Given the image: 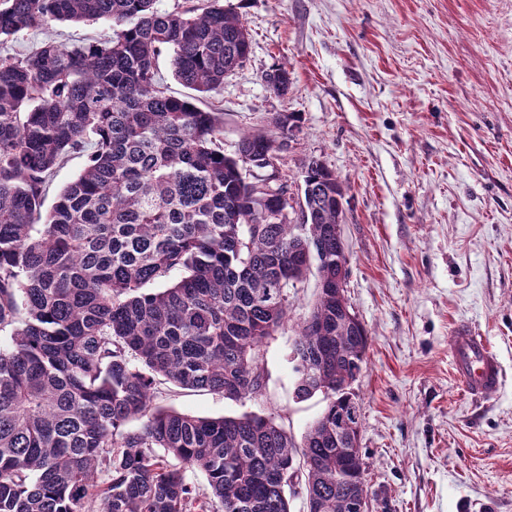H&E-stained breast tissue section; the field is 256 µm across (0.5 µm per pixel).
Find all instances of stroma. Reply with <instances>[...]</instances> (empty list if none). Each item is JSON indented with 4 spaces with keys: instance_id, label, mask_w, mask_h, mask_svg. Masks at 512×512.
<instances>
[{
    "instance_id": "obj_1",
    "label": "stroma",
    "mask_w": 512,
    "mask_h": 512,
    "mask_svg": "<svg viewBox=\"0 0 512 512\" xmlns=\"http://www.w3.org/2000/svg\"><path fill=\"white\" fill-rule=\"evenodd\" d=\"M250 34L246 62L198 95L157 60L171 95L224 115V151L277 112L301 131L282 157L288 217L300 171L320 158L342 179L345 295L369 334L352 384L361 405L372 512H512V0H226ZM102 21L55 23L0 44L102 42ZM286 65L287 95L262 74ZM318 290L289 289V320L263 346L260 395L163 391L156 403L200 417L275 416L301 439L325 408L298 401L289 353ZM469 323L503 369L499 390L467 394L450 356Z\"/></svg>"
}]
</instances>
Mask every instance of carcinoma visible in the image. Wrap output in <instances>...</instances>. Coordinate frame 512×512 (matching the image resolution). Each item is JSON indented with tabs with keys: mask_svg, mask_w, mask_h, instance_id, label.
Masks as SVG:
<instances>
[{
	"mask_svg": "<svg viewBox=\"0 0 512 512\" xmlns=\"http://www.w3.org/2000/svg\"><path fill=\"white\" fill-rule=\"evenodd\" d=\"M157 0H0V40L53 22L104 21L103 44L46 43L0 55V512H359L366 485L361 405L351 392L368 332L336 298L345 187L316 157L300 172L295 223L259 189L300 128L244 134L224 154L221 113L201 94L243 65L250 34L221 0L161 10ZM288 94V70L262 75ZM74 157L83 171L45 209ZM317 261L319 294L290 360L295 397L321 415L297 445L272 416L203 418L153 406L157 385L241 401L262 393L258 356L288 322V289ZM351 426L340 428L341 416ZM133 418L143 426L127 429ZM198 469L204 489L188 481Z\"/></svg>",
	"mask_w": 512,
	"mask_h": 512,
	"instance_id": "cac0c4a2",
	"label": "carcinoma"
}]
</instances>
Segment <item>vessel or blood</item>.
<instances>
[{
  "mask_svg": "<svg viewBox=\"0 0 512 512\" xmlns=\"http://www.w3.org/2000/svg\"><path fill=\"white\" fill-rule=\"evenodd\" d=\"M454 370L465 392L484 398L497 391L502 371L486 340L466 324L456 325L450 336Z\"/></svg>",
  "mask_w": 512,
  "mask_h": 512,
  "instance_id": "obj_1",
  "label": "vessel or blood"
}]
</instances>
